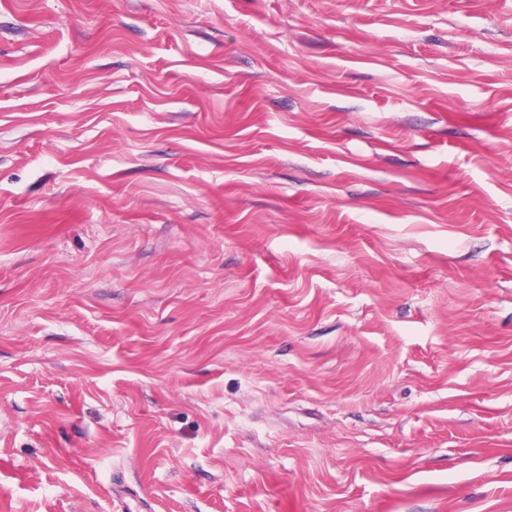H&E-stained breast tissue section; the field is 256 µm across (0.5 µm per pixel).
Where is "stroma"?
I'll return each mask as SVG.
<instances>
[{"label": "stroma", "mask_w": 512, "mask_h": 512, "mask_svg": "<svg viewBox=\"0 0 512 512\" xmlns=\"http://www.w3.org/2000/svg\"><path fill=\"white\" fill-rule=\"evenodd\" d=\"M0 512H512V0H0Z\"/></svg>", "instance_id": "obj_1"}]
</instances>
